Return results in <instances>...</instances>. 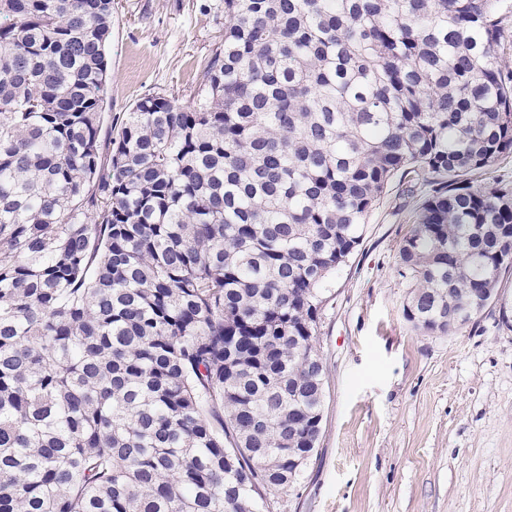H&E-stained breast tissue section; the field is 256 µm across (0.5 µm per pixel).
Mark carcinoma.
Masks as SVG:
<instances>
[{"instance_id":"cac0c4a2","label":"carcinoma","mask_w":512,"mask_h":512,"mask_svg":"<svg viewBox=\"0 0 512 512\" xmlns=\"http://www.w3.org/2000/svg\"><path fill=\"white\" fill-rule=\"evenodd\" d=\"M507 0H224L182 101L100 141L112 0H0V512H260L316 450L329 276L434 186L404 316L512 270Z\"/></svg>"}]
</instances>
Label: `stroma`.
<instances>
[{"label":"stroma","mask_w":512,"mask_h":512,"mask_svg":"<svg viewBox=\"0 0 512 512\" xmlns=\"http://www.w3.org/2000/svg\"><path fill=\"white\" fill-rule=\"evenodd\" d=\"M224 36V0H112L104 117L190 94ZM430 187L393 179L327 282L318 451L264 512H512V272L475 322L414 329L399 250Z\"/></svg>","instance_id":"stroma-1"}]
</instances>
